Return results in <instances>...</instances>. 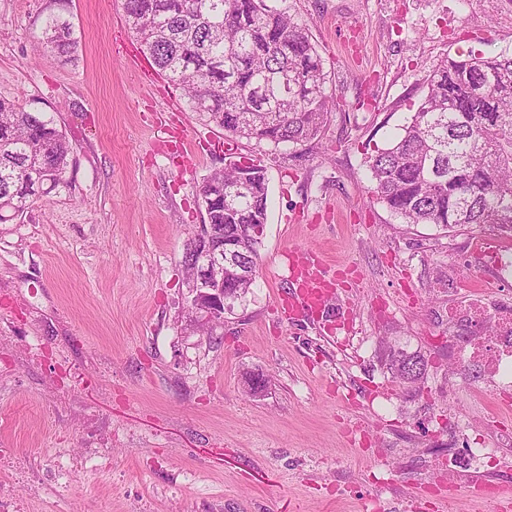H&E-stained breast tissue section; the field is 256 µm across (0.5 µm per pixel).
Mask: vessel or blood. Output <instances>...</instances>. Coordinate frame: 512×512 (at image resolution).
<instances>
[{"label": "vessel or blood", "instance_id": "obj_1", "mask_svg": "<svg viewBox=\"0 0 512 512\" xmlns=\"http://www.w3.org/2000/svg\"><path fill=\"white\" fill-rule=\"evenodd\" d=\"M289 288L279 297L289 312L317 316L325 313L332 293L331 281L323 265L289 254Z\"/></svg>", "mask_w": 512, "mask_h": 512}]
</instances>
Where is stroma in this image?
Wrapping results in <instances>:
<instances>
[{"mask_svg": "<svg viewBox=\"0 0 512 512\" xmlns=\"http://www.w3.org/2000/svg\"><path fill=\"white\" fill-rule=\"evenodd\" d=\"M288 8L341 107L318 139L276 151L191 112L119 0H0V97L53 117L74 147L68 187L0 224V450L87 460L30 512H482L484 476L447 485L434 465L477 437L497 447L512 402L449 357L444 311L461 282L512 301L472 258L508 242L403 223L367 174L441 57L512 51V0ZM53 16L72 27L73 61L41 44ZM243 156L269 182L258 286L202 335L182 248L203 220V179ZM291 251L329 260L327 316L344 328L282 318ZM392 350L427 361L420 393L393 378Z\"/></svg>", "mask_w": 512, "mask_h": 512, "instance_id": "35a3bbf8", "label": "stroma"}]
</instances>
